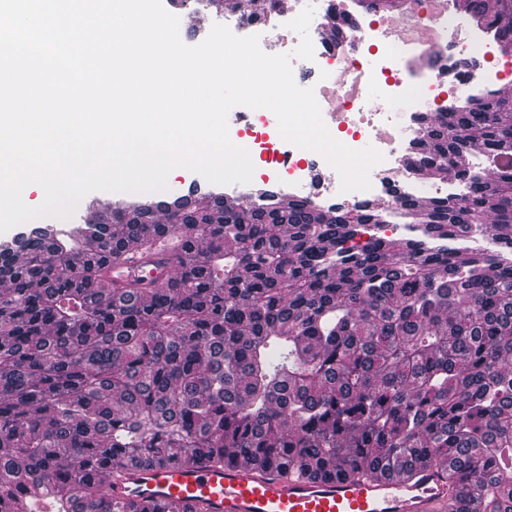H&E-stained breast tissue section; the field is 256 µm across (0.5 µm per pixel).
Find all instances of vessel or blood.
<instances>
[{"mask_svg": "<svg viewBox=\"0 0 512 512\" xmlns=\"http://www.w3.org/2000/svg\"><path fill=\"white\" fill-rule=\"evenodd\" d=\"M176 236L159 238L152 250L130 246L121 263L101 273L103 287L150 274V256L173 258ZM113 495L158 506L173 502L205 512H448L456 490L434 460L410 476L356 477L328 470L278 474L240 459L193 467L164 461L130 466L109 477Z\"/></svg>", "mask_w": 512, "mask_h": 512, "instance_id": "obj_1", "label": "vessel or blood"}]
</instances>
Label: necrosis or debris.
<instances>
[{
	"mask_svg": "<svg viewBox=\"0 0 512 512\" xmlns=\"http://www.w3.org/2000/svg\"><path fill=\"white\" fill-rule=\"evenodd\" d=\"M460 27L457 16L439 8L437 0H415L402 37H392L380 18L358 29L350 53L342 55L335 47L314 42L313 90L321 112L330 117L329 133L351 149L372 147L383 156L370 190L344 194L348 203L370 201L392 184L402 194L414 195V175L402 148L404 132L418 131L419 116L439 111L447 98L468 96L475 85L489 88L512 76V61L485 67L479 74L470 69L468 60L492 55V43L479 31L449 49L448 33ZM418 48L427 51L420 69L413 63ZM269 168L278 178L304 183L310 197L341 192L337 171L328 169L322 156L304 155L296 146L273 150Z\"/></svg>",
	"mask_w": 512,
	"mask_h": 512,
	"instance_id": "4bbe7bcc",
	"label": "necrosis or debris"
}]
</instances>
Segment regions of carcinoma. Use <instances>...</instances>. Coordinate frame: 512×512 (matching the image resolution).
Listing matches in <instances>:
<instances>
[{
	"instance_id": "cac0c4a2",
	"label": "carcinoma",
	"mask_w": 512,
	"mask_h": 512,
	"mask_svg": "<svg viewBox=\"0 0 512 512\" xmlns=\"http://www.w3.org/2000/svg\"><path fill=\"white\" fill-rule=\"evenodd\" d=\"M250 21L256 0H226ZM463 9L512 45V0ZM492 170L400 217L271 191L245 207L112 209L47 224L0 252V512L149 510L110 494L113 468L199 456L282 470L408 473L437 459L451 512H512V97L479 91L421 118L416 173L464 147ZM501 240L464 246L482 229ZM177 234L171 279L107 291L127 245ZM31 481L44 499H21Z\"/></svg>"
}]
</instances>
